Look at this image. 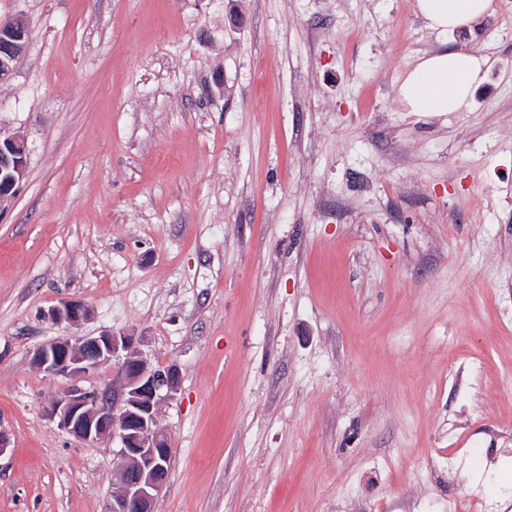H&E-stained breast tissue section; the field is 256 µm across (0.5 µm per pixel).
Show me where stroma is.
I'll list each match as a JSON object with an SVG mask.
<instances>
[{"label": "stroma", "mask_w": 512, "mask_h": 512, "mask_svg": "<svg viewBox=\"0 0 512 512\" xmlns=\"http://www.w3.org/2000/svg\"><path fill=\"white\" fill-rule=\"evenodd\" d=\"M0 0L27 173L0 202V512H103L115 441L50 408L39 345L109 330L177 365L154 512H512V0ZM494 64L404 111L421 54ZM78 300L76 325L48 318ZM492 0H414L415 13L437 35L459 29L471 30L490 15ZM28 31L16 18H0V82L26 52Z\"/></svg>", "instance_id": "obj_1"}]
</instances>
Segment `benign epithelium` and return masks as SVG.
Segmentation results:
<instances>
[{"label":"benign epithelium","mask_w":512,"mask_h":512,"mask_svg":"<svg viewBox=\"0 0 512 512\" xmlns=\"http://www.w3.org/2000/svg\"><path fill=\"white\" fill-rule=\"evenodd\" d=\"M28 31L16 18H0V81L26 52ZM28 146L20 134L0 136V202L11 197L26 174ZM88 315L80 301L52 307L48 317L75 324ZM121 361L122 398L112 403L96 392L69 390L53 407L58 427L85 443L119 438L120 486L104 512H153L166 485L172 456L168 433L157 422L160 402L179 389L177 367L151 369L140 355L135 337L103 331L97 336L64 337L38 347L32 363L51 375L78 379L99 365Z\"/></svg>","instance_id":"obj_1"}]
</instances>
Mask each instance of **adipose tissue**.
Instances as JSON below:
<instances>
[{
  "label": "adipose tissue",
  "instance_id": "adipose-tissue-1",
  "mask_svg": "<svg viewBox=\"0 0 512 512\" xmlns=\"http://www.w3.org/2000/svg\"><path fill=\"white\" fill-rule=\"evenodd\" d=\"M415 13L437 35L471 29L490 15L492 0H414ZM475 51L439 50L419 56L402 73L397 99L405 111L421 115L462 111L471 89L491 67Z\"/></svg>",
  "mask_w": 512,
  "mask_h": 512
}]
</instances>
